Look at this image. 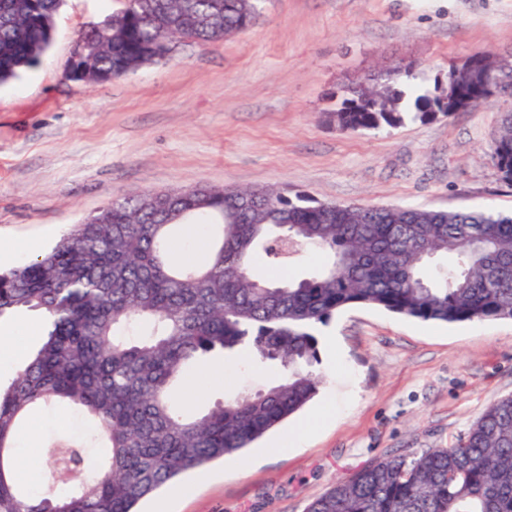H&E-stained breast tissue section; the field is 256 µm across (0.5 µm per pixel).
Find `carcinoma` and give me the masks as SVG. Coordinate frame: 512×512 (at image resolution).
Wrapping results in <instances>:
<instances>
[{
	"label": "carcinoma",
	"mask_w": 512,
	"mask_h": 512,
	"mask_svg": "<svg viewBox=\"0 0 512 512\" xmlns=\"http://www.w3.org/2000/svg\"><path fill=\"white\" fill-rule=\"evenodd\" d=\"M158 15L129 0L83 37L98 76L167 59L175 42L212 43L253 21L255 0H165ZM60 0H0V84L49 49ZM372 89L373 105L343 90L332 112L346 131L396 128L448 112V95ZM463 109L492 98L465 82ZM499 179L512 184V118L492 140ZM218 230L206 259L171 264V229ZM294 233L324 257L314 276L273 283L257 277L259 253L293 261ZM450 259L434 282L423 270ZM368 306L422 322L512 319V216L482 209L434 210L326 203L277 189L150 192L113 201L44 254L0 271V319L27 309L47 318L44 338L12 380L0 384V512H138L184 474L244 450L302 409L324 381L317 330L336 313ZM249 348L277 362L282 380L241 392L198 415L172 399L191 364L212 352ZM39 407L86 415L101 458L52 448L47 489L19 485L22 425ZM306 512H512V396L491 404L447 448L371 462L334 483Z\"/></svg>",
	"instance_id": "cac0c4a2"
}]
</instances>
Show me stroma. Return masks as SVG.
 I'll return each instance as SVG.
<instances>
[{
	"mask_svg": "<svg viewBox=\"0 0 512 512\" xmlns=\"http://www.w3.org/2000/svg\"><path fill=\"white\" fill-rule=\"evenodd\" d=\"M125 0H64L40 63L0 85V263L14 245L51 246L113 200L140 192L275 187L341 204L512 213L490 145L512 99L395 129L350 132L330 118L342 87L397 61L445 78L477 51L512 55V0H259L251 25L224 40L180 41L168 60L90 84L70 77L82 31ZM325 384L301 418L299 447L213 464L175 512H305L360 466L455 443L512 394V320L425 323L367 306L338 313L319 336ZM236 352L190 414L279 377ZM28 464L50 442L87 439L77 413L37 412Z\"/></svg>",
	"mask_w": 512,
	"mask_h": 512,
	"instance_id": "obj_1",
	"label": "stroma"
}]
</instances>
